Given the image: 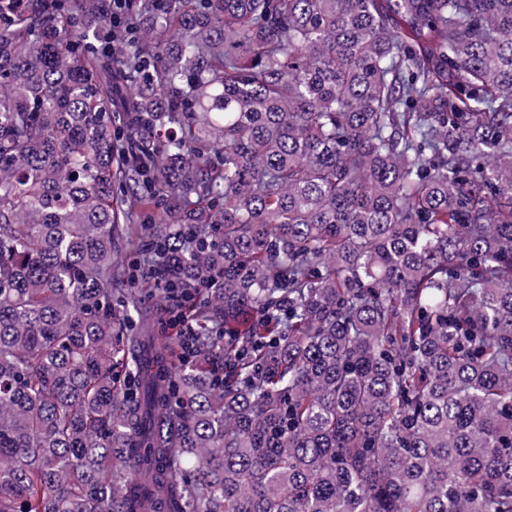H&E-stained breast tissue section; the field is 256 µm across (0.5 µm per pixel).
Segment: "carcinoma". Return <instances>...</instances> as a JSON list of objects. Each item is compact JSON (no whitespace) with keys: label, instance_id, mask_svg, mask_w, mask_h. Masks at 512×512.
Returning a JSON list of instances; mask_svg holds the SVG:
<instances>
[{"label":"carcinoma","instance_id":"1","mask_svg":"<svg viewBox=\"0 0 512 512\" xmlns=\"http://www.w3.org/2000/svg\"><path fill=\"white\" fill-rule=\"evenodd\" d=\"M0 512H512V0H0Z\"/></svg>","mask_w":512,"mask_h":512}]
</instances>
